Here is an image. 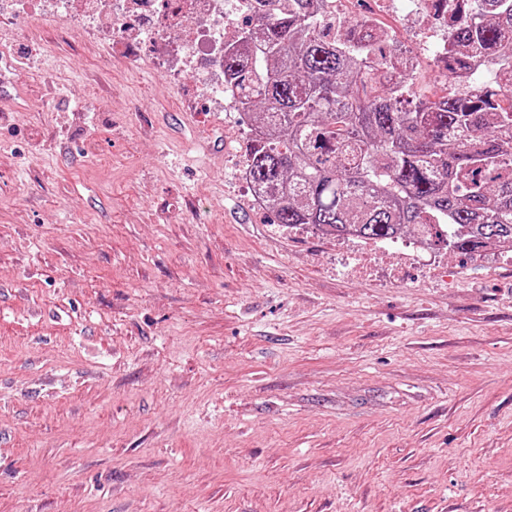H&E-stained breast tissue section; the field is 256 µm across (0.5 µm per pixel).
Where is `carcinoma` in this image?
<instances>
[{"instance_id":"obj_1","label":"carcinoma","mask_w":512,"mask_h":512,"mask_svg":"<svg viewBox=\"0 0 512 512\" xmlns=\"http://www.w3.org/2000/svg\"><path fill=\"white\" fill-rule=\"evenodd\" d=\"M452 1L444 92L422 99L365 19L253 0L252 25L224 44V88L249 119L245 169L275 223L380 242L411 229L465 256L512 248V0H431Z\"/></svg>"}]
</instances>
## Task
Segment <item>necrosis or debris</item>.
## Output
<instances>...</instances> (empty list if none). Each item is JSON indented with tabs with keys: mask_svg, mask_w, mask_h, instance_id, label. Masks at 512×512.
Instances as JSON below:
<instances>
[{
	"mask_svg": "<svg viewBox=\"0 0 512 512\" xmlns=\"http://www.w3.org/2000/svg\"><path fill=\"white\" fill-rule=\"evenodd\" d=\"M43 11L68 7L84 19V34L111 39L121 53L137 44L134 29L150 34L155 47L153 63L171 76L185 72L203 75L204 91L211 108H224V31L238 19L224 0H40ZM193 18L195 33L179 36L184 18Z\"/></svg>",
	"mask_w": 512,
	"mask_h": 512,
	"instance_id": "necrosis-or-debris-1",
	"label": "necrosis or debris"
}]
</instances>
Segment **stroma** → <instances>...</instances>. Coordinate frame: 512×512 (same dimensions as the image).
Listing matches in <instances>:
<instances>
[{
	"instance_id": "1",
	"label": "stroma",
	"mask_w": 512,
	"mask_h": 512,
	"mask_svg": "<svg viewBox=\"0 0 512 512\" xmlns=\"http://www.w3.org/2000/svg\"><path fill=\"white\" fill-rule=\"evenodd\" d=\"M151 54L0 28V512H512V254L350 272Z\"/></svg>"
}]
</instances>
